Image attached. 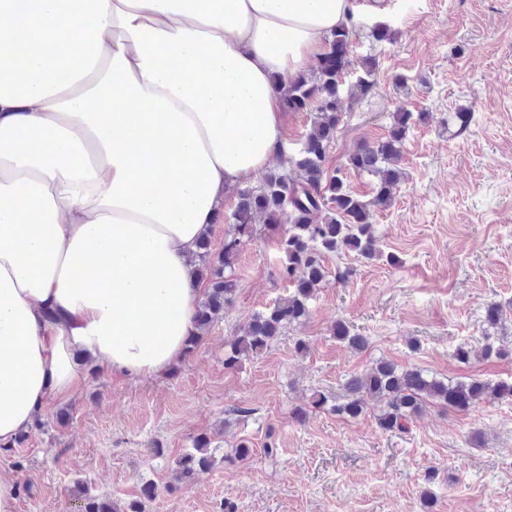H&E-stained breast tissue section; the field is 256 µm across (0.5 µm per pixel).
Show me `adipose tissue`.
I'll return each mask as SVG.
<instances>
[{"mask_svg":"<svg viewBox=\"0 0 512 512\" xmlns=\"http://www.w3.org/2000/svg\"><path fill=\"white\" fill-rule=\"evenodd\" d=\"M354 0H0V446L84 358L185 351L193 254L286 142L299 77Z\"/></svg>","mask_w":512,"mask_h":512,"instance_id":"1","label":"adipose tissue"}]
</instances>
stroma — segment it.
<instances>
[{
  "label": "stroma",
  "instance_id": "obj_1",
  "mask_svg": "<svg viewBox=\"0 0 512 512\" xmlns=\"http://www.w3.org/2000/svg\"><path fill=\"white\" fill-rule=\"evenodd\" d=\"M363 19L388 24L394 39H357V54L377 57L375 86L345 102L327 165L387 135L397 106L423 113L406 133L393 201L373 217L380 249L399 265L329 257L308 318L229 371L224 347L237 328L288 293L276 234L246 243L235 303L193 350L150 377L88 375L48 401L23 444L0 448L16 512H77L79 479L122 506L154 484L145 512H512L511 399L465 412L428 406L402 432L381 430L370 411L293 416L313 392L339 394L380 358L441 379L512 377L510 358L452 356L459 344L480 346L491 303L504 310L496 335L512 349V0H385ZM458 112L470 113L467 127ZM344 266L351 276L337 279ZM340 321L365 349L336 340ZM201 435L217 461L181 476L176 460ZM270 437L275 465L261 453ZM242 440L252 457L225 463ZM156 444L163 456L150 455Z\"/></svg>",
  "mask_w": 512,
  "mask_h": 512
}]
</instances>
